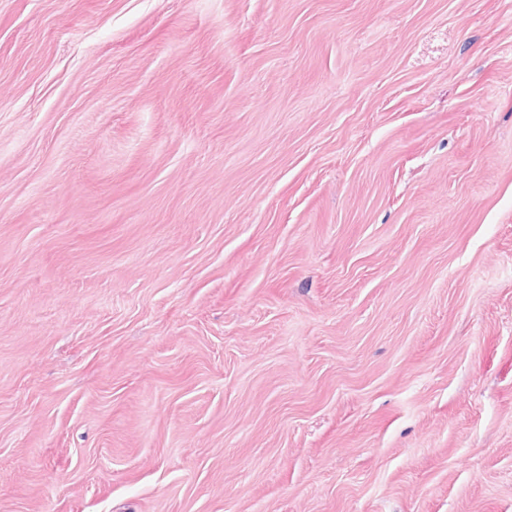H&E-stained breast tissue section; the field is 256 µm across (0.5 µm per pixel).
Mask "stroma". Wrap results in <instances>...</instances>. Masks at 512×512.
Segmentation results:
<instances>
[{
	"instance_id": "1",
	"label": "stroma",
	"mask_w": 512,
	"mask_h": 512,
	"mask_svg": "<svg viewBox=\"0 0 512 512\" xmlns=\"http://www.w3.org/2000/svg\"><path fill=\"white\" fill-rule=\"evenodd\" d=\"M0 512H512V0H0Z\"/></svg>"
}]
</instances>
